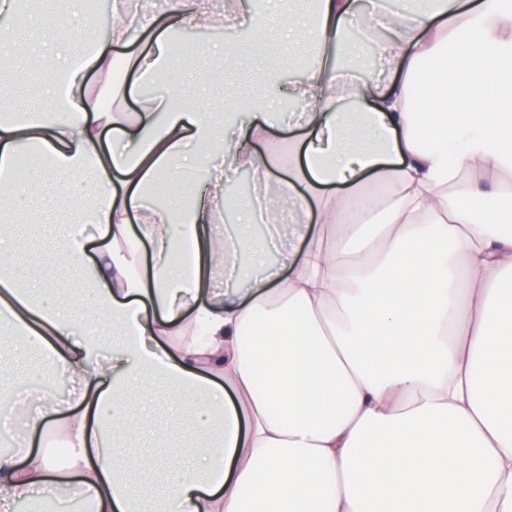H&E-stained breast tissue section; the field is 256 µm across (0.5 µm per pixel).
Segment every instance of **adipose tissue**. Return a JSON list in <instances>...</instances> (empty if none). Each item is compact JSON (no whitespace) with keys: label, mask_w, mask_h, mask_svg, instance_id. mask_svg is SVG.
Listing matches in <instances>:
<instances>
[{"label":"adipose tissue","mask_w":512,"mask_h":512,"mask_svg":"<svg viewBox=\"0 0 512 512\" xmlns=\"http://www.w3.org/2000/svg\"><path fill=\"white\" fill-rule=\"evenodd\" d=\"M357 2L314 0L301 20L317 55L286 89L288 114L234 91L223 113L190 109L171 87L141 111L113 108L128 78L152 84L170 66L168 27L149 11L114 12L80 54L66 19L33 20L21 39L0 29L1 47L23 40L19 64L56 46L48 98L23 100L24 121L0 120V217L34 193L62 206L47 172L92 199L57 227L85 272L84 303L32 300L22 252L0 237L13 345L78 382L67 401L39 394L24 422L62 429L67 465L28 445L0 452L10 502L73 492L87 512H512V225L493 208L512 197V12L390 0L383 42L398 78L387 83L332 57L352 51L350 27L377 24ZM135 31L147 49H131ZM286 125L302 131L286 150L255 149ZM29 150L43 165L19 174ZM182 165L204 193L146 207ZM239 169L254 188L226 196L224 174ZM284 200L307 245L272 261ZM219 203L233 216L222 236ZM178 237L192 252L174 268ZM176 387L204 396L194 434L171 450L192 466L170 472L151 505L139 462L105 433L120 418L125 433L156 435L129 401L143 392L177 412Z\"/></svg>","instance_id":"1"}]
</instances>
